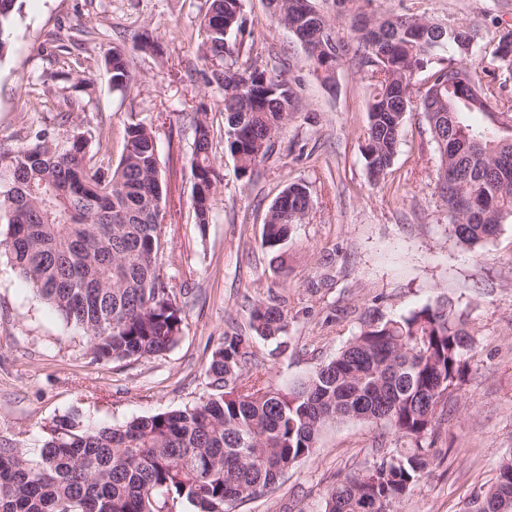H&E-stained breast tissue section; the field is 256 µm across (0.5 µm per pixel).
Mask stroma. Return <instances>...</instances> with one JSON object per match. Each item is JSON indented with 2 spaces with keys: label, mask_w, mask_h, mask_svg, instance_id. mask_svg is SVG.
Instances as JSON below:
<instances>
[{
  "label": "stroma",
  "mask_w": 512,
  "mask_h": 512,
  "mask_svg": "<svg viewBox=\"0 0 512 512\" xmlns=\"http://www.w3.org/2000/svg\"><path fill=\"white\" fill-rule=\"evenodd\" d=\"M337 39L351 17L417 14L477 26L490 43L512 27V0H314ZM205 0H23L0 56V143L22 145L46 129L85 132L101 157L119 160L125 125L152 127L166 189L160 274L186 297L182 331L166 353L94 363L80 329L65 325L0 257V439L37 455L43 432L71 412L101 426L193 405L209 392L203 368L225 334H248V309L277 302L288 314L282 344L251 343L275 386L331 360L373 318H396L450 298L474 333V357L448 400L428 448V466L402 512H469L503 458L512 456V221L475 251L452 235L436 185L439 158L423 112L407 115L393 164L371 181L363 156L373 90L350 56L334 85L317 77L266 0H243L247 29L238 63L289 73L298 110L251 180L224 152L222 94L204 78L198 17ZM84 29L72 46L75 29ZM133 61L134 84L113 90L104 65L112 46ZM87 84L74 90L66 74ZM85 111L62 117L64 100ZM206 110L220 175L212 221L199 230L191 206L194 128ZM308 186L312 208L278 253L261 245L265 213L290 183ZM363 422L328 427L316 454L276 489L238 512H319L346 474L399 450Z\"/></svg>",
  "instance_id": "obj_1"
}]
</instances>
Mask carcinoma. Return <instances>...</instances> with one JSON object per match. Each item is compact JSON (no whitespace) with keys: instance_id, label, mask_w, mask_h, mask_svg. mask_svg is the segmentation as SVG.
<instances>
[{"instance_id":"obj_1","label":"carcinoma","mask_w":512,"mask_h":512,"mask_svg":"<svg viewBox=\"0 0 512 512\" xmlns=\"http://www.w3.org/2000/svg\"><path fill=\"white\" fill-rule=\"evenodd\" d=\"M276 18L304 20V38L322 46L307 54L313 67L353 51L374 81L364 159L374 181L390 169L411 100L442 97L427 112L439 155L436 185L458 244L474 248L512 219V28L480 44L479 31L403 14L370 24L354 17L349 46L330 23L303 19L312 0H279ZM17 0H0V55L11 35ZM207 84L223 91L224 152L237 176L252 175L273 152V140L298 105L291 79L238 65L244 30L242 0H207L199 17ZM438 55L421 90L415 76ZM491 57L478 68L475 57ZM112 83L127 89L135 74L126 51L105 56ZM501 114L493 127L468 122L474 113ZM190 120L195 138L191 176L195 223L206 232L218 174L210 157L214 130L207 113ZM120 159L104 165L75 135L60 141L47 130L22 146L0 144V254L54 308L81 329L96 363L159 356L182 328V293L160 276L163 210L154 131L129 119ZM288 209L272 202L261 246L277 249L307 218V185L289 184ZM248 326L273 340L286 331L278 304L254 303ZM474 334L450 303L426 304L397 319L371 320L332 360L282 388L261 373L249 339L224 335L205 367L208 397L184 409L96 426L72 413L44 431L39 456L0 443V512H236L276 488L297 462L311 457L324 429L363 421L390 431L407 448L332 486L320 512H399L427 466L424 444L436 411L474 357ZM512 498V455L496 481L472 501L471 512H501Z\"/></svg>"}]
</instances>
